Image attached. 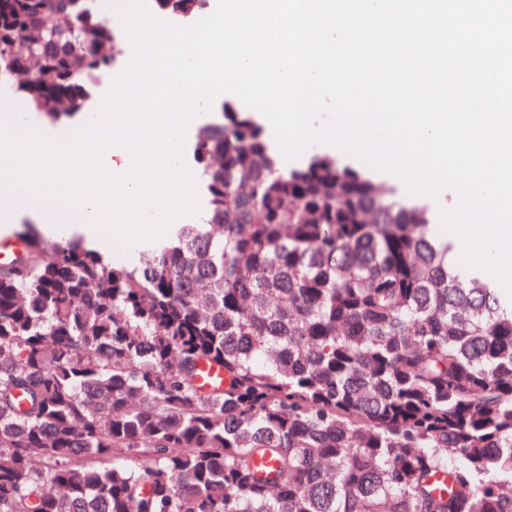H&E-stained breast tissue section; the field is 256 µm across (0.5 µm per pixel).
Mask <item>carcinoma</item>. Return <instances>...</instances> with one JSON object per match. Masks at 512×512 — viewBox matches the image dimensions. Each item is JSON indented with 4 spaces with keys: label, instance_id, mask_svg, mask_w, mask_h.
Wrapping results in <instances>:
<instances>
[{
    "label": "carcinoma",
    "instance_id": "carcinoma-1",
    "mask_svg": "<svg viewBox=\"0 0 512 512\" xmlns=\"http://www.w3.org/2000/svg\"><path fill=\"white\" fill-rule=\"evenodd\" d=\"M90 2L0 0V82L52 121L112 73ZM269 138L224 104L196 143L207 224L134 265L20 235L0 512H512V299L454 276L392 188L285 171Z\"/></svg>",
    "mask_w": 512,
    "mask_h": 512
}]
</instances>
